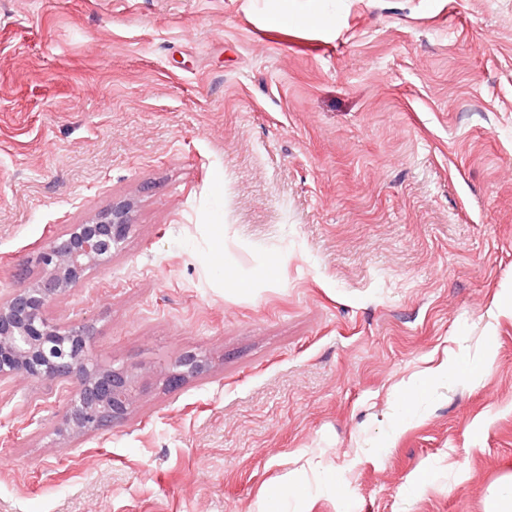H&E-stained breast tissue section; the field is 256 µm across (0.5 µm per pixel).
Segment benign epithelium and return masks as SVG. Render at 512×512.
I'll use <instances>...</instances> for the list:
<instances>
[{"label": "benign epithelium", "mask_w": 512, "mask_h": 512, "mask_svg": "<svg viewBox=\"0 0 512 512\" xmlns=\"http://www.w3.org/2000/svg\"><path fill=\"white\" fill-rule=\"evenodd\" d=\"M130 227L125 206L72 225L39 254V279L28 280L27 271L20 268L18 287L0 296V381H72L67 409L57 425L64 439L80 438L121 420L136 397L135 377L124 367L100 364L87 329L62 326L46 315L48 306L75 287L88 268L108 261L112 247L124 240ZM206 368L205 359L184 355L168 372L167 382L178 385Z\"/></svg>", "instance_id": "benign-epithelium-1"}]
</instances>
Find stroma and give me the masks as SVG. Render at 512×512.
I'll list each match as a JSON object with an SVG mask.
<instances>
[{
    "instance_id": "stroma-1",
    "label": "stroma",
    "mask_w": 512,
    "mask_h": 512,
    "mask_svg": "<svg viewBox=\"0 0 512 512\" xmlns=\"http://www.w3.org/2000/svg\"><path fill=\"white\" fill-rule=\"evenodd\" d=\"M287 4L0 0V294L130 204L47 315L138 378L71 442L70 382H0V512H260L286 476L284 512H494L512 481V0ZM449 349L485 370L401 422ZM304 3L298 8L288 11V7L283 11L270 16L269 22L271 26L278 28H288L293 26H301L307 23L311 18H320L322 22H327L322 11L321 3L317 0H301ZM207 366V361L203 358L191 354L184 355L168 372L167 382L170 385H178L188 378L202 373Z\"/></svg>"
}]
</instances>
